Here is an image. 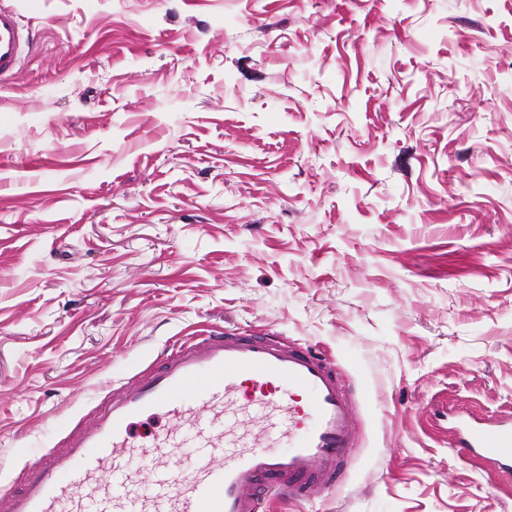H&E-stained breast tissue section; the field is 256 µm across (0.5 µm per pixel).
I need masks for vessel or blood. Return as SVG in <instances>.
<instances>
[{
  "instance_id": "1",
  "label": "vessel or blood",
  "mask_w": 512,
  "mask_h": 512,
  "mask_svg": "<svg viewBox=\"0 0 512 512\" xmlns=\"http://www.w3.org/2000/svg\"><path fill=\"white\" fill-rule=\"evenodd\" d=\"M28 34L0 6V82L12 79ZM23 463L19 490L0 488V512H266L275 496L308 501L335 486L359 437L362 395L320 353L275 336L207 329L163 352ZM149 413L173 421L150 444L131 439ZM455 444L512 488V417L464 412ZM288 441L271 452L275 437ZM193 451L189 470L176 463ZM141 460L143 469L133 467Z\"/></svg>"
}]
</instances>
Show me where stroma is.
I'll list each match as a JSON object with an SVG mask.
<instances>
[{
	"instance_id": "stroma-1",
	"label": "stroma",
	"mask_w": 512,
	"mask_h": 512,
	"mask_svg": "<svg viewBox=\"0 0 512 512\" xmlns=\"http://www.w3.org/2000/svg\"><path fill=\"white\" fill-rule=\"evenodd\" d=\"M0 485L169 342L359 387L334 487L267 512H512L448 417L512 416V0H0ZM28 42V33L19 14L10 7L0 6V83L12 79L19 55Z\"/></svg>"
}]
</instances>
